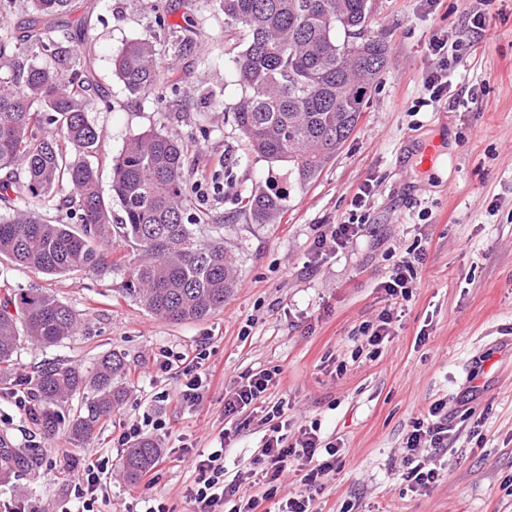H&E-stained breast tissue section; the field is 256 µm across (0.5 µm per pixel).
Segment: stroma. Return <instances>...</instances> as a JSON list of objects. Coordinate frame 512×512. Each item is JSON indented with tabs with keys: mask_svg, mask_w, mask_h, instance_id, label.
<instances>
[{
	"mask_svg": "<svg viewBox=\"0 0 512 512\" xmlns=\"http://www.w3.org/2000/svg\"><path fill=\"white\" fill-rule=\"evenodd\" d=\"M371 5L370 29L388 42L389 64L335 159L301 190L289 187L284 167L247 154L226 112L241 90L213 0H72L62 21L82 29L99 93L88 118L100 136L103 192L111 190L113 157L131 138L150 130L178 135L188 145L191 209L207 216L199 237L223 232L238 280L223 309L171 323L123 294L122 271L51 277L0 258V281L48 291L80 315L77 332L60 345L21 344L20 384L45 364L85 370L112 350L128 369L122 403L79 443L64 426L42 436L0 390V435L42 460L0 483V512H78L71 472L44 465L59 448L112 460V512L160 502L191 512L184 491L198 473L177 447L212 451L234 428L238 452L227 473L252 469L266 430L262 413L225 416L224 398L234 380L263 369L279 372L267 403L284 402L293 426L318 422L322 436L341 445L339 469L313 494L314 512H512V496L500 489L512 478V0H493L496 18L452 64V88L432 109L415 106L437 62L429 43L464 36L478 0ZM153 37L170 65L166 112L153 95H131L112 68L126 42ZM468 90L473 102L460 105ZM216 178L224 182L219 194ZM367 182L373 191L357 241L318 252L317 237L351 217ZM272 183L290 189L282 222L251 223L245 199ZM417 245L425 259L391 340L376 355L356 354L362 325L386 304L381 283ZM420 335L425 343H417ZM201 351L224 377L190 408L175 397L180 376L160 365ZM437 400L447 402L460 437L442 457L438 483L415 491L404 479L402 441ZM133 423L167 452L150 480L135 485L122 475L118 446Z\"/></svg>",
	"mask_w": 512,
	"mask_h": 512,
	"instance_id": "obj_1",
	"label": "stroma"
}]
</instances>
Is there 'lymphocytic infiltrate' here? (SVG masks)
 <instances>
[{
	"label": "lymphocytic infiltrate",
	"instance_id": "f902f5d3",
	"mask_svg": "<svg viewBox=\"0 0 512 512\" xmlns=\"http://www.w3.org/2000/svg\"><path fill=\"white\" fill-rule=\"evenodd\" d=\"M461 48L462 44L458 41L449 45L441 41L430 42V51L440 55L441 60L424 82L426 95L420 99V106L439 101L443 92L447 91L449 58ZM422 261L423 255L419 252L403 258L388 280L382 282L381 287L390 304L362 330V344L371 352H379L381 346L390 340L392 324L398 318L394 304L412 297L417 269ZM274 383V372L265 369L241 376L232 396L224 401L225 416H237L256 405ZM264 420L269 424L268 431L264 436V445L254 459L257 466L254 482L262 486L261 496L247 498L241 495L243 474L226 478L223 449L208 453L183 450V457L200 474L198 481L184 491L193 512H256L261 501L277 496L288 471H302V482L309 487L336 472L340 447L336 441L322 437L317 425H302L297 431H289L288 423L283 419V407L278 403L270 407ZM455 439V429L448 421L446 402L438 400L431 403L426 415L413 421L411 430L403 439L406 451L403 462L407 468L405 478L415 489L428 490L437 484L440 472L436 458L446 452ZM68 463L82 501V512H102L104 507L110 506L111 473L107 461H82L72 457Z\"/></svg>",
	"mask_w": 512,
	"mask_h": 512
}]
</instances>
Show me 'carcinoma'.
Wrapping results in <instances>:
<instances>
[{
    "label": "carcinoma",
    "mask_w": 512,
    "mask_h": 512,
    "mask_svg": "<svg viewBox=\"0 0 512 512\" xmlns=\"http://www.w3.org/2000/svg\"><path fill=\"white\" fill-rule=\"evenodd\" d=\"M234 35L228 48L241 98L234 125L250 151L273 166L288 164L299 189L316 181L354 131L366 93L386 69L389 45L369 30V0H216ZM70 0H29L23 35L0 36V202L12 215L0 219V257L49 276L99 272L123 266L124 292L156 317L173 323L203 319L224 308L237 284L236 260L221 236L201 240L187 215L183 187L187 146L149 131L133 137L112 159V195L99 187L88 156L100 137L88 119L92 80L81 61L76 32L58 35ZM34 52L55 68L20 59ZM115 75L132 95L150 94L165 81L159 44L132 40L113 56ZM75 210L74 227L50 221L45 203ZM122 215L112 221V200ZM255 224H279L286 194L259 190L246 200ZM121 242L133 256L114 257ZM79 314L55 296L30 289H0V383L11 379L22 341L54 346L73 335ZM126 369L110 351L87 371L49 366L32 381L38 425L47 437L59 427L56 408L76 397L85 410L68 424L76 441L90 437L112 415L124 392L114 380ZM159 448L142 440L121 461L134 485ZM37 458L0 436V481L28 470Z\"/></svg>",
    "instance_id": "obj_1"
}]
</instances>
